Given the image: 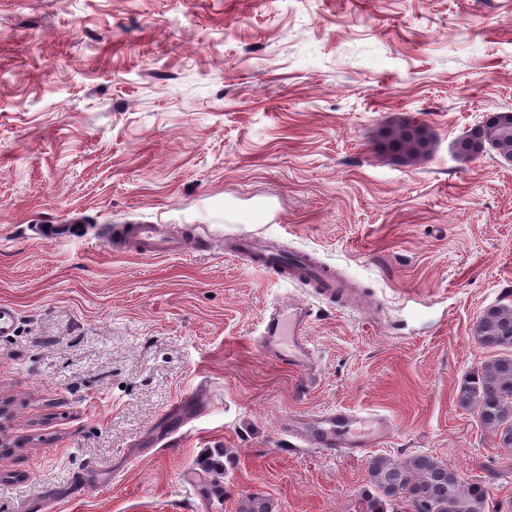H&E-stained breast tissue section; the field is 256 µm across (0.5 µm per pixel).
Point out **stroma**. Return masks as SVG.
Segmentation results:
<instances>
[{"mask_svg":"<svg viewBox=\"0 0 512 512\" xmlns=\"http://www.w3.org/2000/svg\"><path fill=\"white\" fill-rule=\"evenodd\" d=\"M497 112L512 0H0V512H364L370 459L419 452L512 512V452L456 405L512 302V167L458 154ZM410 124L424 150L389 149ZM120 224L202 248L118 252ZM245 235L356 293L314 306L316 384L258 346L311 292L225 253ZM337 408L392 433L288 445ZM390 431V421L378 414L336 409L308 422H288L287 435L306 448L336 449L358 456L385 442Z\"/></svg>","mask_w":512,"mask_h":512,"instance_id":"35a3bbf8","label":"stroma"}]
</instances>
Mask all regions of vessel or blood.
<instances>
[{
	"mask_svg": "<svg viewBox=\"0 0 512 512\" xmlns=\"http://www.w3.org/2000/svg\"><path fill=\"white\" fill-rule=\"evenodd\" d=\"M123 236L125 251L141 255H171L184 248L183 242L160 224H134L125 228ZM233 251L275 274L287 275L289 281L311 286L320 299L339 302L347 293L333 272L306 255L287 259L251 237L235 239ZM313 315V310L303 302L275 305L265 316L258 338L265 354L311 380L316 377V357L307 331ZM390 431V421L380 415L336 409L307 422H289L287 435L308 448L335 449L358 456L385 442Z\"/></svg>",
	"mask_w": 512,
	"mask_h": 512,
	"instance_id": "obj_1",
	"label": "vessel or blood"
}]
</instances>
